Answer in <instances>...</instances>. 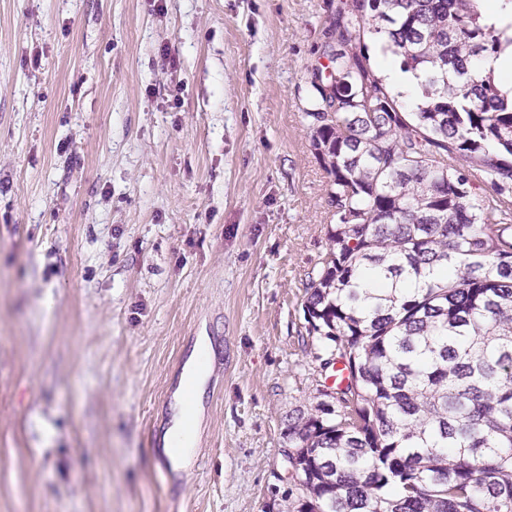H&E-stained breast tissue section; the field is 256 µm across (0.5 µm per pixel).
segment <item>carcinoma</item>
Segmentation results:
<instances>
[{
	"mask_svg": "<svg viewBox=\"0 0 512 512\" xmlns=\"http://www.w3.org/2000/svg\"><path fill=\"white\" fill-rule=\"evenodd\" d=\"M337 0L311 147L338 222L304 318L340 363L289 415L291 512H512V0ZM420 79L401 112L365 37Z\"/></svg>",
	"mask_w": 512,
	"mask_h": 512,
	"instance_id": "1",
	"label": "carcinoma"
}]
</instances>
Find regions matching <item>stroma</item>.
Instances as JSON below:
<instances>
[{
    "label": "stroma",
    "instance_id": "stroma-1",
    "mask_svg": "<svg viewBox=\"0 0 512 512\" xmlns=\"http://www.w3.org/2000/svg\"><path fill=\"white\" fill-rule=\"evenodd\" d=\"M330 0H0V512H287L335 223ZM196 466L162 455L188 342Z\"/></svg>",
    "mask_w": 512,
    "mask_h": 512
}]
</instances>
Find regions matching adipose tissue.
I'll return each instance as SVG.
<instances>
[{
  "mask_svg": "<svg viewBox=\"0 0 512 512\" xmlns=\"http://www.w3.org/2000/svg\"><path fill=\"white\" fill-rule=\"evenodd\" d=\"M197 357L191 358L185 367L183 384L191 394L190 400L181 401L172 426L164 437V453L169 464L177 470L188 468L191 464L196 442L195 425L192 419L194 402L200 399L208 376L205 358L211 357L209 343L200 342Z\"/></svg>",
  "mask_w": 512,
  "mask_h": 512,
  "instance_id": "obj_1",
  "label": "adipose tissue"
}]
</instances>
